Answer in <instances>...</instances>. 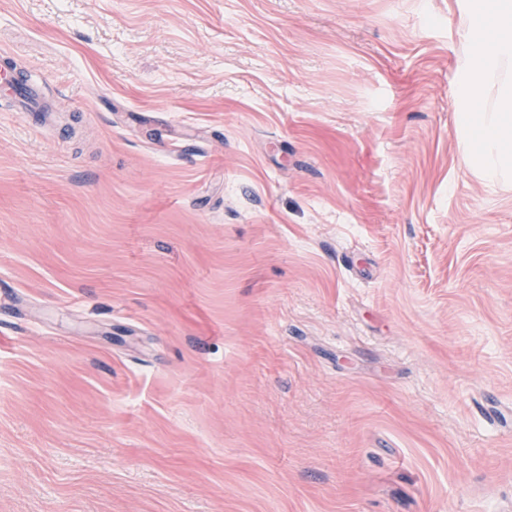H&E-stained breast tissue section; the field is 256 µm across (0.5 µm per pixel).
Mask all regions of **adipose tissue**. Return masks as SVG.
<instances>
[{"instance_id":"obj_1","label":"adipose tissue","mask_w":512,"mask_h":512,"mask_svg":"<svg viewBox=\"0 0 512 512\" xmlns=\"http://www.w3.org/2000/svg\"><path fill=\"white\" fill-rule=\"evenodd\" d=\"M463 30L472 110L465 165L491 183L512 181V0H468Z\"/></svg>"}]
</instances>
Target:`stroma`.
<instances>
[{
	"label": "stroma",
	"mask_w": 512,
	"mask_h": 512,
	"mask_svg": "<svg viewBox=\"0 0 512 512\" xmlns=\"http://www.w3.org/2000/svg\"><path fill=\"white\" fill-rule=\"evenodd\" d=\"M465 7L0 0V512H512ZM12 60L13 57L7 52L0 53V95L15 101L22 112H38L41 105L39 93L36 88L27 86L16 91L12 87V83L8 85L5 84L4 78L13 73Z\"/></svg>",
	"instance_id": "obj_1"
}]
</instances>
